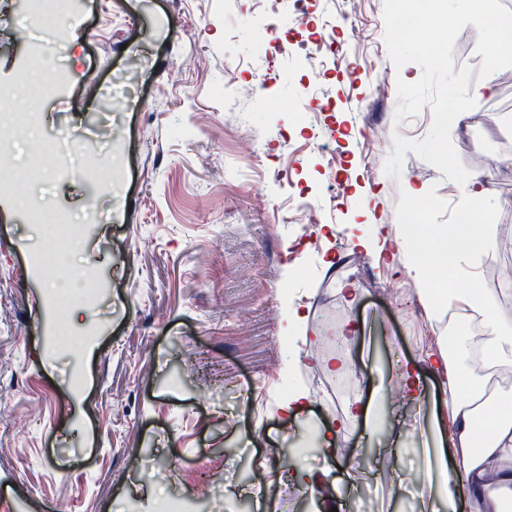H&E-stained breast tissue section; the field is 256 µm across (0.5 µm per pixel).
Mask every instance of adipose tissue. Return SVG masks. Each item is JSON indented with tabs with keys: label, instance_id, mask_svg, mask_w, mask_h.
Returning <instances> with one entry per match:
<instances>
[{
	"label": "adipose tissue",
	"instance_id": "obj_1",
	"mask_svg": "<svg viewBox=\"0 0 512 512\" xmlns=\"http://www.w3.org/2000/svg\"><path fill=\"white\" fill-rule=\"evenodd\" d=\"M486 195L479 178L469 180L458 204L459 224L445 238L423 243L406 270L419 286L425 308H432L436 294L426 275L432 268H458L469 254H489L493 240L488 225L477 223L476 205ZM464 298L486 324L487 336L475 340L466 326L452 335L440 337L437 350L428 354L444 378L451 406L436 420L434 434L438 454L452 453L455 465L449 485L466 488L470 512H506L512 506V396L501 400L499 408L484 412L464 369L483 360L512 370V330L501 324L494 310V292L489 288H468Z\"/></svg>",
	"mask_w": 512,
	"mask_h": 512
}]
</instances>
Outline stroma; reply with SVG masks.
Wrapping results in <instances>:
<instances>
[{
    "mask_svg": "<svg viewBox=\"0 0 512 512\" xmlns=\"http://www.w3.org/2000/svg\"><path fill=\"white\" fill-rule=\"evenodd\" d=\"M277 10L290 40L256 0H82L73 26L26 24L0 0V113L17 116L0 144V512H165L174 497L253 512L258 496L268 512H423L446 394L428 364L409 401L398 371L439 331L403 265L357 239L402 223L410 244L435 241L462 187L411 152L400 178L384 172L394 135L424 138L433 113L394 121L397 80L423 70L390 59L383 0ZM341 12L353 35L310 69V33ZM485 83L450 138L488 189L493 255L430 270L436 288L512 282V68L469 87ZM314 96L334 111L292 126ZM39 203L78 225L71 264L33 223ZM297 314L302 330L286 334ZM338 323L356 330L341 393L307 364ZM296 388L310 399L288 417ZM356 401L368 422L348 417ZM332 423L336 457L299 458L311 426ZM300 468L329 494L284 480Z\"/></svg>",
    "mask_w": 512,
    "mask_h": 512,
    "instance_id": "stroma-1",
    "label": "stroma"
}]
</instances>
